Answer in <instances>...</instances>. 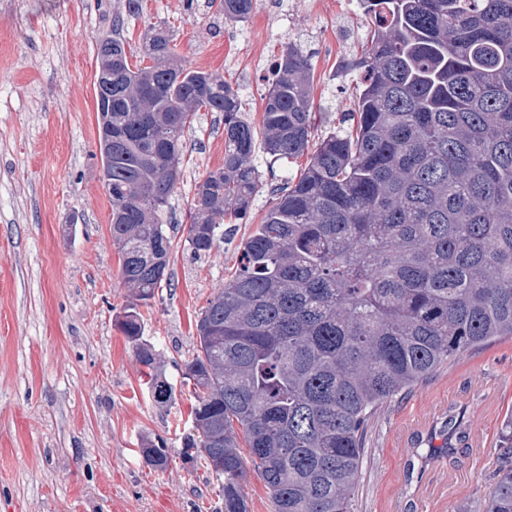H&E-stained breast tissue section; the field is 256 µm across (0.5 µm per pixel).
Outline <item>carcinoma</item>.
I'll return each instance as SVG.
<instances>
[{
    "label": "carcinoma",
    "mask_w": 512,
    "mask_h": 512,
    "mask_svg": "<svg viewBox=\"0 0 512 512\" xmlns=\"http://www.w3.org/2000/svg\"><path fill=\"white\" fill-rule=\"evenodd\" d=\"M362 3L375 28L351 63L363 74L355 109L312 152L314 67L298 43L282 46L258 127L237 90L178 62L165 27L146 33L133 63L118 35L98 48L112 241L139 300L167 279V168L196 112L224 117V167L198 182L186 227L196 254L249 220L257 147L277 161L309 155L299 176L270 185L271 206L200 313L184 363L196 453L221 480L224 512H248L250 469L273 512H353L377 407L512 337V0ZM255 6L220 3L231 23ZM119 324L164 396L141 313L129 307ZM143 453L156 468L168 459L151 442ZM485 512H512V459Z\"/></svg>",
    "instance_id": "obj_1"
}]
</instances>
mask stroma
Returning <instances> with one entry per match:
<instances>
[{
    "label": "stroma",
    "instance_id": "obj_1",
    "mask_svg": "<svg viewBox=\"0 0 512 512\" xmlns=\"http://www.w3.org/2000/svg\"><path fill=\"white\" fill-rule=\"evenodd\" d=\"M0 0V512H224L204 462L183 459L194 403L183 364L197 350L196 322L235 271L240 244L269 206L260 188L251 221L195 255L185 226L196 185L224 164L221 113L198 112L185 131L181 170L163 222L172 240L166 284L140 312L156 368L175 399L156 403L136 349L117 325L131 300L119 278L111 207L101 179L95 74L100 42L120 20L131 50L163 26L185 67L220 75L260 122L268 69L284 43L314 65L322 137L349 111L360 80L347 62L371 20L360 0H256L231 24L211 0ZM464 412L484 455L449 443L448 424L417 452L400 425ZM512 418V338L469 350L384 404L366 433L355 512H483ZM163 443L167 469L141 454Z\"/></svg>",
    "mask_w": 512,
    "mask_h": 512
}]
</instances>
